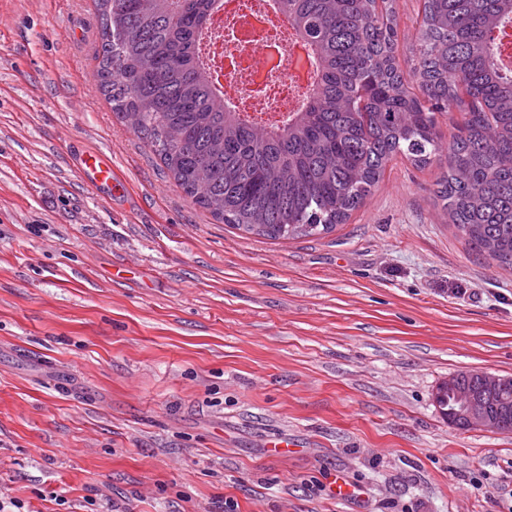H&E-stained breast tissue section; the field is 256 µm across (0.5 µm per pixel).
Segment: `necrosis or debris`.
<instances>
[{
  "mask_svg": "<svg viewBox=\"0 0 512 512\" xmlns=\"http://www.w3.org/2000/svg\"><path fill=\"white\" fill-rule=\"evenodd\" d=\"M226 101L258 121L295 109L313 81L303 42L271 0H224L203 41Z\"/></svg>",
  "mask_w": 512,
  "mask_h": 512,
  "instance_id": "4bbe7bcc",
  "label": "necrosis or debris"
}]
</instances>
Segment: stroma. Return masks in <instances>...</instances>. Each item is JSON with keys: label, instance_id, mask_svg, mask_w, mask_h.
Here are the masks:
<instances>
[{"label": "stroma", "instance_id": "1", "mask_svg": "<svg viewBox=\"0 0 512 512\" xmlns=\"http://www.w3.org/2000/svg\"><path fill=\"white\" fill-rule=\"evenodd\" d=\"M98 31L93 0H0V494L26 512H512V433L433 402L461 372L512 376V271L449 224L443 166L393 161L321 237L244 233L115 116ZM89 151L118 190L83 184Z\"/></svg>", "mask_w": 512, "mask_h": 512}]
</instances>
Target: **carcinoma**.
I'll return each mask as SVG.
<instances>
[{
    "mask_svg": "<svg viewBox=\"0 0 512 512\" xmlns=\"http://www.w3.org/2000/svg\"><path fill=\"white\" fill-rule=\"evenodd\" d=\"M217 2L95 0L100 89L191 202L272 240L330 233L391 161L441 155L438 116L459 112L436 196L470 250L512 269V67L501 64L512 0H423L407 72L396 0H277L316 74L302 105L267 124L236 111L206 73L201 40ZM433 400L466 428L448 382ZM486 403L496 431L511 433L512 378Z\"/></svg>",
    "mask_w": 512,
    "mask_h": 512,
    "instance_id": "cac0c4a2",
    "label": "carcinoma"
}]
</instances>
